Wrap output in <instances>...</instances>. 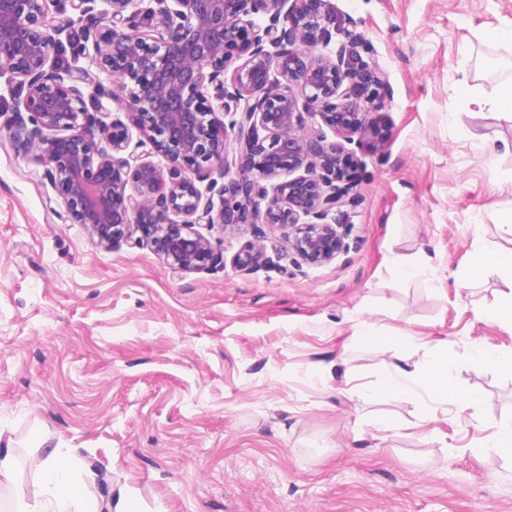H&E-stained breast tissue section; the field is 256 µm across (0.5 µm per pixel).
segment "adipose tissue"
Instances as JSON below:
<instances>
[{"label": "adipose tissue", "instance_id": "obj_1", "mask_svg": "<svg viewBox=\"0 0 512 512\" xmlns=\"http://www.w3.org/2000/svg\"><path fill=\"white\" fill-rule=\"evenodd\" d=\"M489 277L499 278L504 289L499 299L484 308L482 319L512 326V249L476 253L468 265L456 270L453 279L464 284ZM455 359L440 347H429L419 363L382 364L375 379L354 387L353 401L364 403L381 398L416 397L421 420L437 417L438 403L451 402L466 408L477 407L483 395L475 389L461 390L451 382ZM18 512H103L97 498L84 494L75 476L73 463L53 452L39 464V479L32 502H19Z\"/></svg>", "mask_w": 512, "mask_h": 512}]
</instances>
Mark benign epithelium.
Listing matches in <instances>:
<instances>
[{
  "mask_svg": "<svg viewBox=\"0 0 512 512\" xmlns=\"http://www.w3.org/2000/svg\"><path fill=\"white\" fill-rule=\"evenodd\" d=\"M94 2L0 0L10 137L35 151L71 223L103 247L145 246L175 273L222 261L200 226L264 224L286 237L272 256L242 246L230 260L239 271L348 252L352 169L378 135L385 76L330 0H105L112 28L94 35L92 64L125 116L109 124L103 104L87 108L106 96L90 69L59 61L61 34ZM307 116L320 123L304 134Z\"/></svg>",
  "mask_w": 512,
  "mask_h": 512,
  "instance_id": "7a95c632",
  "label": "benign epithelium"
}]
</instances>
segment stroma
<instances>
[{
  "label": "stroma",
  "instance_id": "1",
  "mask_svg": "<svg viewBox=\"0 0 512 512\" xmlns=\"http://www.w3.org/2000/svg\"><path fill=\"white\" fill-rule=\"evenodd\" d=\"M386 73L383 145L368 147L349 253L301 271L228 265L172 272L148 248H104L68 221L32 152L0 136V427L14 483L0 512L31 495L44 453L62 451L102 503L136 512H512V461L475 458L512 419V376L469 363L472 347L512 350V329L482 320L502 288L456 285L478 249L512 248V117L463 111L454 86L484 99L512 79V50L482 28L512 21V0H331ZM478 234H471V226ZM215 251L285 241L267 226L204 231ZM432 255L405 280L391 253ZM415 346L373 353L359 313ZM458 362L475 409L420 421L410 397L353 403L347 389L421 344ZM342 359L345 375L304 369ZM383 415L397 429L375 433Z\"/></svg>",
  "mask_w": 512,
  "mask_h": 512
}]
</instances>
